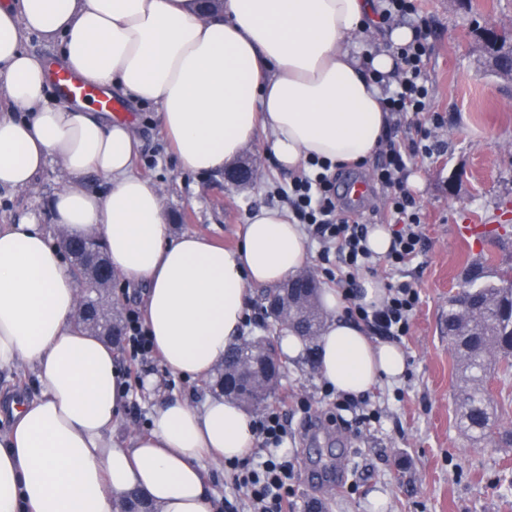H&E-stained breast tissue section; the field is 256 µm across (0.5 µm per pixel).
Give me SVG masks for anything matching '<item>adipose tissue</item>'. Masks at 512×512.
Instances as JSON below:
<instances>
[{
    "label": "adipose tissue",
    "mask_w": 512,
    "mask_h": 512,
    "mask_svg": "<svg viewBox=\"0 0 512 512\" xmlns=\"http://www.w3.org/2000/svg\"><path fill=\"white\" fill-rule=\"evenodd\" d=\"M382 0H0V97L24 112L0 113V188H36L48 164L67 184L50 202L67 236L96 238L115 273L139 288L143 325L172 375L209 381L237 344L249 285L278 286L307 261V235L287 208L250 215L228 251L196 233L173 235L158 184L134 169V123L85 103L49 104L46 64L25 35L57 45V63L87 84L158 108L180 169L220 173L266 134L280 167L313 157L361 163L387 126L383 85L393 47L409 25L387 28L390 48H363ZM103 176L107 194L85 189ZM79 288L37 214L0 224V370H34L38 394L0 389V512H114L128 491L154 512H214L206 463L245 459L256 446L252 417L234 401L173 398L147 432L116 428L128 379L114 347L76 321ZM318 374L359 395L395 382L403 349L373 340L344 313L343 294L322 289Z\"/></svg>",
    "instance_id": "1"
}]
</instances>
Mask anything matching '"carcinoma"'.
Listing matches in <instances>:
<instances>
[{"mask_svg": "<svg viewBox=\"0 0 512 512\" xmlns=\"http://www.w3.org/2000/svg\"><path fill=\"white\" fill-rule=\"evenodd\" d=\"M488 62L495 66L512 62V28L501 29L493 43L485 45ZM93 240L81 243V252L73 254L72 270L84 268V256L97 250ZM459 287L466 290V307L458 295L448 301L444 318L448 340L458 355V369L463 383L458 412L465 433L474 442L485 439L494 423L487 397L489 357L502 364V372L512 371V267L493 268L492 259L473 261L464 268ZM293 302V328L308 336L321 326V317L312 305L320 289L316 278L303 275L286 284ZM239 398L257 407L265 397L254 390L249 381L239 383Z\"/></svg>", "mask_w": 512, "mask_h": 512, "instance_id": "1", "label": "carcinoma"}]
</instances>
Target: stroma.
<instances>
[{
  "label": "stroma",
  "mask_w": 512,
  "mask_h": 512,
  "mask_svg": "<svg viewBox=\"0 0 512 512\" xmlns=\"http://www.w3.org/2000/svg\"><path fill=\"white\" fill-rule=\"evenodd\" d=\"M429 23V90L432 110L424 114L434 136L432 153L411 168L407 181L423 214L425 247L401 270L377 261L372 277L382 283L413 282L419 303L409 336L401 345L407 369L396 383L370 393L380 423L355 433L329 425L332 409L317 375L316 344L285 362L270 403L288 410V457L294 465L295 494L290 512H370L375 497L387 512H512V445L501 430H512V375L492 367L488 392L497 431L472 442L457 416L459 376L455 350L442 330L448 299L458 290L464 267L484 254L495 265H512V81L493 73L480 27L512 20V0H419ZM119 113L133 116L144 146L135 160L165 191L174 233L194 232L231 248L248 214L260 206H279L278 189L293 172L280 169L265 140L242 154L260 166L258 180L243 186L215 173L179 170L162 139L156 109L122 97ZM64 182L48 166L35 190L0 188V221L26 212L49 222L48 202ZM490 228L492 240H460L463 226ZM132 397L117 432L145 430L153 402L180 396L200 403L209 389L173 378L158 358L127 362ZM158 378L153 398L143 394L147 377ZM308 400L317 417L306 428L297 407Z\"/></svg>",
  "instance_id": "obj_1"
}]
</instances>
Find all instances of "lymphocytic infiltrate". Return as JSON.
I'll return each mask as SVG.
<instances>
[{
	"mask_svg": "<svg viewBox=\"0 0 512 512\" xmlns=\"http://www.w3.org/2000/svg\"><path fill=\"white\" fill-rule=\"evenodd\" d=\"M385 3L384 19L396 15H413L418 19L413 40L395 49L399 60L397 87L384 103L390 114L389 130L380 143V161L372 172L374 182L386 191L382 221L395 227L391 249L385 256L395 270L411 261L423 246L422 212L404 183L416 159L431 152V133L418 121L419 115L430 107L429 47L426 23L418 18L415 0ZM336 179L331 163L309 161L288 187L286 196L291 210L321 245V259H328L333 252L338 254L342 265L332 279L351 302L349 314L382 338L401 341L409 333L418 293L411 283L403 281L389 284L382 308L370 311L355 304L357 277L369 268L373 254L366 244L367 226L352 219L337 202ZM254 432L257 446L250 458L229 464L236 473V487L250 499L253 512H288V500L294 494L293 465L277 453L288 436L283 406L263 409L254 422Z\"/></svg>",
	"mask_w": 512,
	"mask_h": 512,
	"instance_id": "obj_1",
	"label": "lymphocytic infiltrate"
}]
</instances>
